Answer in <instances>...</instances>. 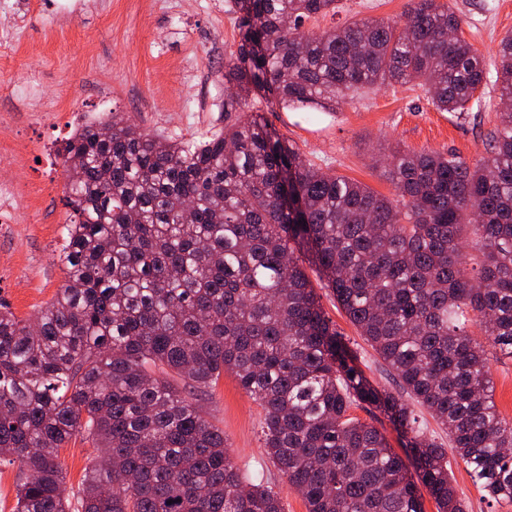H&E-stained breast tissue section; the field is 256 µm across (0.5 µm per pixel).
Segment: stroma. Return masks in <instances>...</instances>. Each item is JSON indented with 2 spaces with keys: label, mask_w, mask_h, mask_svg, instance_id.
Here are the masks:
<instances>
[{
  "label": "stroma",
  "mask_w": 512,
  "mask_h": 512,
  "mask_svg": "<svg viewBox=\"0 0 512 512\" xmlns=\"http://www.w3.org/2000/svg\"><path fill=\"white\" fill-rule=\"evenodd\" d=\"M464 37L494 63L500 40L512 31V0H455ZM344 8L306 22L323 30L360 19H404L408 0H343ZM241 43L240 20L225 0H0V181L20 189L21 221L0 223V303L27 319L65 282L57 254L71 221L66 172L57 151L86 121L121 113L129 123L187 143L224 130V62ZM37 87L34 97L14 87ZM462 114L438 111L416 83L373 87L334 112L291 111L261 96L248 109L261 113L302 160L322 171L394 196L384 177L389 146L446 150L468 163L485 157L497 124L499 90L487 82ZM304 270L322 312L344 337L356 363L376 387L401 395L397 375L326 288L315 266ZM488 364L499 415L512 421V357L492 350ZM241 472L264 470L285 512H307L303 498L270 463L260 440L262 410L224 374L202 401ZM97 452L81 439L59 451L64 491L77 488ZM450 476L466 512H512V503L485 497L464 462L448 456Z\"/></svg>",
  "instance_id": "obj_1"
}]
</instances>
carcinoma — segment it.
<instances>
[{
	"mask_svg": "<svg viewBox=\"0 0 512 512\" xmlns=\"http://www.w3.org/2000/svg\"><path fill=\"white\" fill-rule=\"evenodd\" d=\"M341 2L231 0L246 30L224 62L236 88L224 112L250 93L334 112L362 87L409 81L440 111L469 110L489 70L449 0H409L403 25L302 30ZM494 70L503 108L488 156L397 146L392 199L300 161L255 112L199 144L116 112L75 129L59 151L74 216L65 285L32 321L0 309V462L20 463L15 512H285L274 485L242 479L202 410L224 373L262 408L266 456L307 512H424L419 483L437 512H464L448 450L365 377L299 248L475 483L512 502V422L487 358L512 356V34ZM360 404L406 434L412 466L349 414ZM75 435L100 455L66 498L58 451Z\"/></svg>",
	"mask_w": 512,
	"mask_h": 512,
	"instance_id": "cac0c4a2",
	"label": "carcinoma"
}]
</instances>
